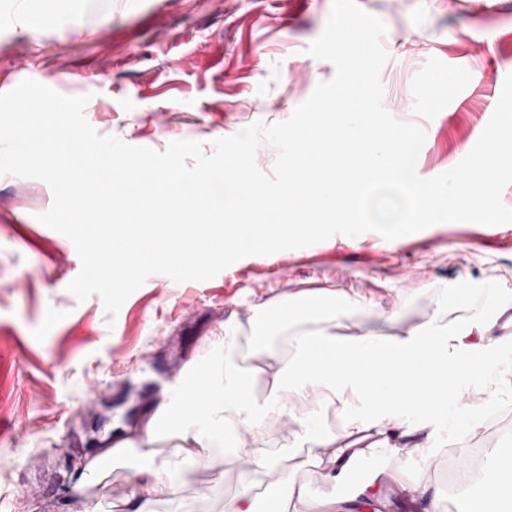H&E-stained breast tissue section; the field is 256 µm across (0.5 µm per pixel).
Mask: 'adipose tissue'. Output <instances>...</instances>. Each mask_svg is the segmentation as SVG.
Instances as JSON below:
<instances>
[{"label": "adipose tissue", "mask_w": 512, "mask_h": 512, "mask_svg": "<svg viewBox=\"0 0 512 512\" xmlns=\"http://www.w3.org/2000/svg\"><path fill=\"white\" fill-rule=\"evenodd\" d=\"M506 275L485 278L480 288L464 281L442 283L432 295L430 319L401 328L395 310L332 283L273 296L251 308L247 318L224 322L219 353L187 366L206 386L204 398L181 384L158 406L138 434L150 447L143 471V495L132 497L129 512H153L182 467L181 458L154 452L153 444L177 439L192 447V461L208 466L212 451L229 448L238 459L261 470L278 466L298 447L312 443L311 464L324 466L333 480L356 464L358 447L374 441L384 448H417L431 431L445 427L466 445L475 413L488 399L512 392V289ZM493 298L495 309L479 319L466 312L478 293ZM463 311L448 318L449 309ZM375 313L377 322L356 323V312ZM482 375L472 394L432 388V378L461 382ZM335 412L337 427L327 425ZM291 421L292 432L273 436L270 425ZM266 512H329L306 485L287 480L284 490L267 492ZM460 512H512V456L504 455L484 479L478 497Z\"/></svg>", "instance_id": "1"}]
</instances>
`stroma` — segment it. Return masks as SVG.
<instances>
[{
	"label": "stroma",
	"mask_w": 512,
	"mask_h": 512,
	"mask_svg": "<svg viewBox=\"0 0 512 512\" xmlns=\"http://www.w3.org/2000/svg\"><path fill=\"white\" fill-rule=\"evenodd\" d=\"M480 12L466 0H357L386 26L383 105L426 130L416 172L431 178L456 166L489 122L499 92L485 78L512 73V0ZM333 0H0V84L38 81L88 96L89 124L132 146L164 150L189 140L210 146L255 122L288 120L334 66L310 56ZM481 73L474 81L472 73ZM53 204L44 181L0 179V512H126L139 488L147 448L135 447L81 481L70 458L107 447L113 417L136 408L144 421L205 355L230 315L329 280L398 310L406 325L431 312L429 289L512 270V224L443 222L389 247L377 233L362 243L337 234L315 245L245 257L214 278L185 287L154 274L109 319L99 297L78 301L67 286L81 261L73 242L39 214ZM469 444L476 456L512 448V398L491 399ZM455 440L438 429L426 447L369 448L345 478L329 481L298 448L261 487L285 476L317 499L351 500L378 471L429 483L447 512L477 474L449 466ZM238 460L187 465L154 512H225L239 490ZM32 492L14 498L19 484Z\"/></svg>",
	"instance_id": "35a3bbf8"
}]
</instances>
